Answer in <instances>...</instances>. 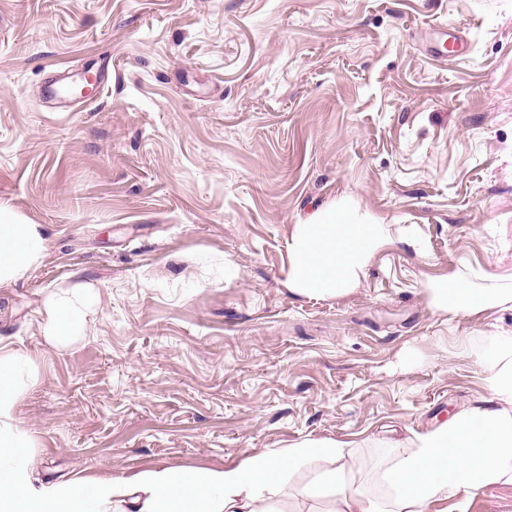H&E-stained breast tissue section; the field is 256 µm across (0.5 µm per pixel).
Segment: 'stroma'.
Returning a JSON list of instances; mask_svg holds the SVG:
<instances>
[{
    "instance_id": "35a3bbf8",
    "label": "stroma",
    "mask_w": 512,
    "mask_h": 512,
    "mask_svg": "<svg viewBox=\"0 0 512 512\" xmlns=\"http://www.w3.org/2000/svg\"><path fill=\"white\" fill-rule=\"evenodd\" d=\"M341 203L421 248L298 296L288 227ZM0 210L45 237L0 288V345L40 375L33 478L315 439L363 479L488 404L479 355L512 336L511 307L428 293L512 282V0H0ZM80 285L94 312L50 345L40 312ZM433 305L451 318L473 315L512 303V288H472L460 273L429 288Z\"/></svg>"
}]
</instances>
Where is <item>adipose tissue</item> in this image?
<instances>
[{
  "label": "adipose tissue",
  "instance_id": "adipose-tissue-1",
  "mask_svg": "<svg viewBox=\"0 0 512 512\" xmlns=\"http://www.w3.org/2000/svg\"><path fill=\"white\" fill-rule=\"evenodd\" d=\"M392 238L389 225L360 217L348 206L318 210L289 227L287 282L303 297L332 299L358 287L371 258ZM43 231L0 215V288L24 278L44 257ZM433 305L448 316L473 315L512 303V288H474L461 274L430 288ZM89 303L84 288L57 294L41 315L43 336L55 344L80 335ZM495 406L476 405L393 447V463L377 479L387 490L379 503L352 485L345 447L310 440L284 451L243 453L223 468L155 467L120 478L78 476L35 483L28 467L33 443L15 414L39 375L34 361L0 351V512H271L268 502L294 470L335 460L299 488L301 497L330 499L337 512H427L466 503L485 488L512 483V336L491 337L480 356Z\"/></svg>",
  "mask_w": 512,
  "mask_h": 512
}]
</instances>
